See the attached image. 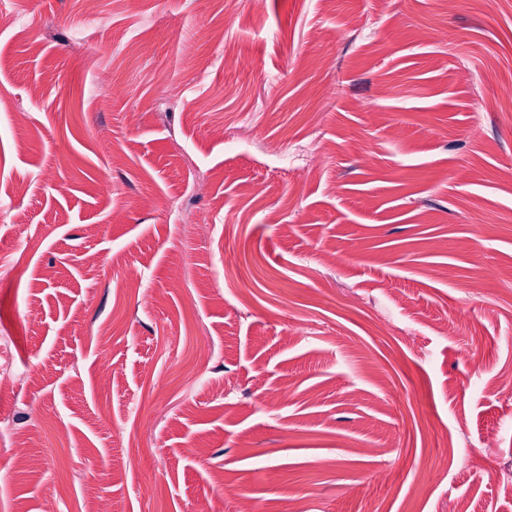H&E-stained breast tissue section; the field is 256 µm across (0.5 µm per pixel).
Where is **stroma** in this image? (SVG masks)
<instances>
[{"instance_id": "1", "label": "stroma", "mask_w": 512, "mask_h": 512, "mask_svg": "<svg viewBox=\"0 0 512 512\" xmlns=\"http://www.w3.org/2000/svg\"><path fill=\"white\" fill-rule=\"evenodd\" d=\"M10 7L0 512H512V0Z\"/></svg>"}]
</instances>
